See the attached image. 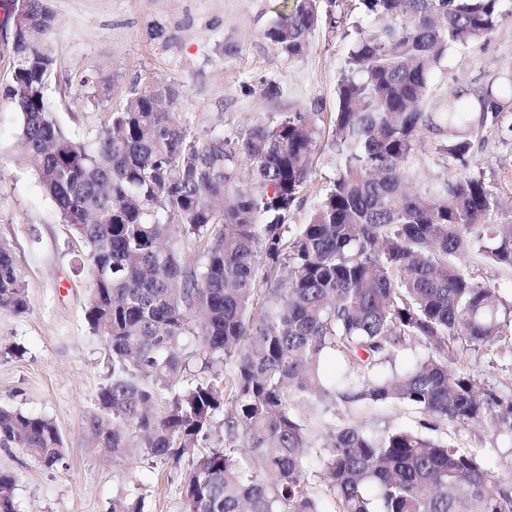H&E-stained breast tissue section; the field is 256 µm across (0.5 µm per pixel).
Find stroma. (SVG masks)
I'll return each instance as SVG.
<instances>
[{
    "label": "stroma",
    "mask_w": 512,
    "mask_h": 512,
    "mask_svg": "<svg viewBox=\"0 0 512 512\" xmlns=\"http://www.w3.org/2000/svg\"><path fill=\"white\" fill-rule=\"evenodd\" d=\"M55 60L49 99L67 135L86 139L123 101L135 80L182 89L176 117L210 134L237 136L256 121L277 123L308 113L319 139L313 192L289 216L303 224L316 197L333 182L340 159L331 147L329 116L347 69L349 39L329 24L310 37L304 56L286 61L264 37L282 0H48ZM13 27L0 0V242L10 245L26 274L30 305L18 317L0 313V407L53 418L64 437L63 460L52 470L23 448H0V470L13 474L21 512H110L117 493L145 497L144 512H184L180 475L138 448L121 457L91 447L84 420L94 394L111 377L103 345L90 332L85 308L89 273L75 274L78 242L58 218L37 178L15 151L20 116L6 93L11 82ZM234 53H226L225 45ZM109 78L107 105L87 102L91 67ZM512 75V18L465 50L451 52L434 72L425 109L439 108L459 87L487 86ZM275 83L264 97L262 81ZM472 171L512 219V139L489 128L472 140ZM448 433L490 465L512 460V440L479 424Z\"/></svg>",
    "instance_id": "stroma-1"
}]
</instances>
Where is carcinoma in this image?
I'll return each instance as SVG.
<instances>
[{
    "instance_id": "cac0c4a2",
    "label": "carcinoma",
    "mask_w": 512,
    "mask_h": 512,
    "mask_svg": "<svg viewBox=\"0 0 512 512\" xmlns=\"http://www.w3.org/2000/svg\"><path fill=\"white\" fill-rule=\"evenodd\" d=\"M22 2L15 148L80 243L85 320L112 364L86 416L91 440L187 461L186 512H512L511 466L494 481L442 435L350 420L406 404L430 431L475 423L512 438V291L456 262L512 270V222L493 220L498 201L469 169L472 137L512 103V77L423 109L448 52L512 18L506 0H294L269 24L265 39L293 61L323 15L366 21L331 118L341 164L293 230L317 147L306 114L201 136L167 112L173 86L136 82L76 141L48 98L53 15L45 0ZM426 134L455 169L413 193L404 164ZM29 310L25 272L0 243V311ZM415 344L427 354L411 370L377 375ZM331 355L344 365L332 382ZM473 355L489 357L502 388L455 369ZM13 446L46 469L66 449L52 418L0 408V447ZM15 484L0 472V512H19ZM143 505L119 494L111 512Z\"/></svg>"
}]
</instances>
